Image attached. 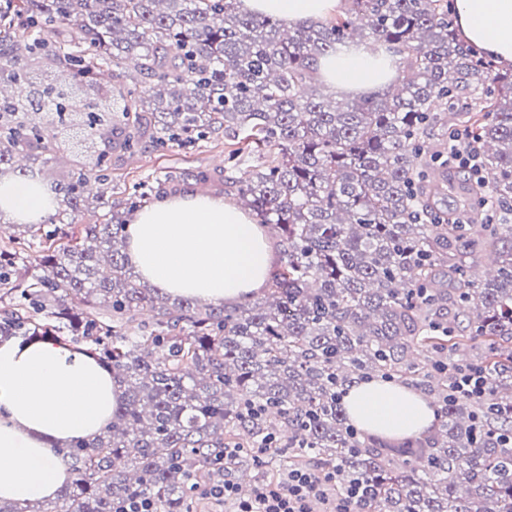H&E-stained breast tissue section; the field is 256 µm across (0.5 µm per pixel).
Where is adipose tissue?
<instances>
[{
	"label": "adipose tissue",
	"mask_w": 512,
	"mask_h": 512,
	"mask_svg": "<svg viewBox=\"0 0 512 512\" xmlns=\"http://www.w3.org/2000/svg\"><path fill=\"white\" fill-rule=\"evenodd\" d=\"M254 12L290 22L317 19L341 0H244ZM456 24L485 53L512 61V0H456ZM320 80L340 92L370 93L391 74L373 51L347 48L316 58ZM0 209L18 219L44 217L49 206L30 182L0 185ZM130 263L139 276L177 297L242 302L269 279L274 256L254 219L223 198L188 193L157 200L127 227ZM119 387L84 352L51 342L0 341V500L55 497L69 476L54 443L91 438L110 422ZM345 405L362 430L386 436L425 431L431 403L413 388L381 379L348 384Z\"/></svg>",
	"instance_id": "1"
}]
</instances>
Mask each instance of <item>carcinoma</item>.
<instances>
[{"instance_id": "carcinoma-1", "label": "carcinoma", "mask_w": 512, "mask_h": 512, "mask_svg": "<svg viewBox=\"0 0 512 512\" xmlns=\"http://www.w3.org/2000/svg\"><path fill=\"white\" fill-rule=\"evenodd\" d=\"M321 22L287 24L241 0H8L0 8V182L24 176L54 213L25 224L33 262L0 261V335L70 337L123 388L106 430L67 452L54 500L0 512H114L134 498L191 512L220 480L224 449L281 441L283 466L371 487L358 512H512V67L468 45L448 0H345ZM393 54L385 93L338 98L314 57L353 38ZM132 63L134 72L126 71ZM113 83H101L103 71ZM64 94L80 161L58 172L62 113L26 89ZM467 100L475 112H455ZM246 177L167 173L237 196L278 229L264 297L234 307L172 301L125 253L112 168L146 149L218 130ZM465 131L479 174L448 165ZM98 218L78 224L90 184ZM493 258L492 278L473 269ZM488 378L482 398L450 397L454 368ZM379 375L424 387L430 434L356 433L342 386ZM259 415L246 414L250 406Z\"/></svg>"}]
</instances>
